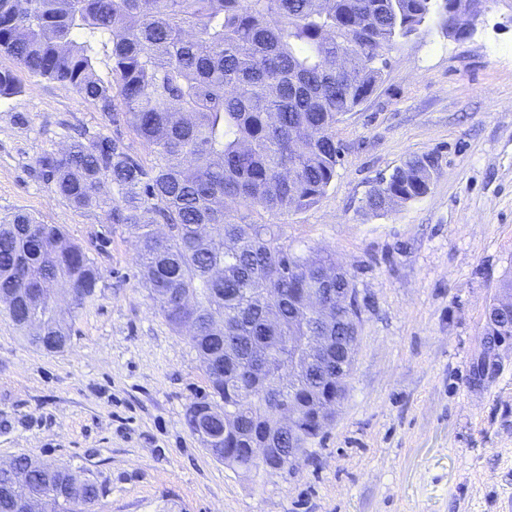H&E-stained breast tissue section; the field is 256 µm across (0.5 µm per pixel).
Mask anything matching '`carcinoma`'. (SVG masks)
Segmentation results:
<instances>
[{
  "mask_svg": "<svg viewBox=\"0 0 512 512\" xmlns=\"http://www.w3.org/2000/svg\"><path fill=\"white\" fill-rule=\"evenodd\" d=\"M428 21L448 31V0H0V53L32 77L71 86L85 102L132 128L152 156L127 152L118 137L93 133L37 158L39 173L75 208H107L113 224L137 234L142 282L172 329L191 320L189 342L210 392L186 413L195 431L207 413L218 430L217 459L245 473L262 466L247 448L268 440L292 466L319 433L312 420L336 394V374L312 365L293 386L300 418L278 426L281 393L251 369L264 358L288 363L279 338L352 336L353 316L326 326L304 305V289L349 287L330 253L288 246L282 225L253 215L304 211L320 202L336 176L339 116L360 106L383 79L384 51ZM112 45V80L96 75L98 47ZM350 69L336 74V50ZM22 92L16 73L0 68V97ZM320 136L298 143L300 132ZM432 161L411 158L365 206L387 213L428 193ZM156 224L171 232L160 235ZM101 279L94 261L56 224L18 213L0 224V306L28 328L33 298L26 289L66 281L75 309ZM57 351L70 339L54 324L27 336ZM297 455L288 457V449ZM68 468L19 456L0 472V512H14L4 492L22 476L52 512H84L103 489L75 487Z\"/></svg>",
  "mask_w": 512,
  "mask_h": 512,
  "instance_id": "1",
  "label": "carcinoma"
}]
</instances>
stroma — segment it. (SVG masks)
<instances>
[{"label":"stroma","instance_id":"obj_1","mask_svg":"<svg viewBox=\"0 0 512 512\" xmlns=\"http://www.w3.org/2000/svg\"><path fill=\"white\" fill-rule=\"evenodd\" d=\"M384 57L382 83L336 125L325 196L277 218L293 248L328 251L352 277L348 392L296 465L250 476L185 422L208 377L142 287L132 231L37 172L81 130L143 159L141 140L71 86L18 71L21 94L0 98V222L61 226L102 278L60 352L0 311V462L69 467L103 488L93 512H512V341L473 373L512 278V0H490L466 37L432 25ZM412 156L435 160L430 192L366 211L377 177Z\"/></svg>","mask_w":512,"mask_h":512}]
</instances>
